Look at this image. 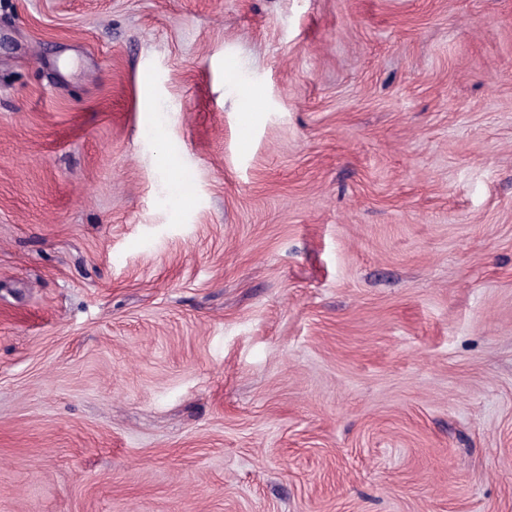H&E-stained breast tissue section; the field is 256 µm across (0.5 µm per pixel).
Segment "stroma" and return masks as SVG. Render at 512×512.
Instances as JSON below:
<instances>
[{
    "label": "stroma",
    "mask_w": 512,
    "mask_h": 512,
    "mask_svg": "<svg viewBox=\"0 0 512 512\" xmlns=\"http://www.w3.org/2000/svg\"><path fill=\"white\" fill-rule=\"evenodd\" d=\"M0 512H512V0H0Z\"/></svg>",
    "instance_id": "obj_1"
}]
</instances>
